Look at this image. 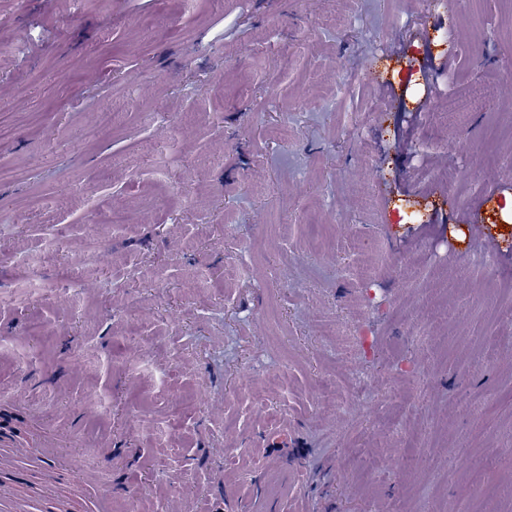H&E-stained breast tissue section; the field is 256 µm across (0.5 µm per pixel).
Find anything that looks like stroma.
<instances>
[{"mask_svg": "<svg viewBox=\"0 0 512 512\" xmlns=\"http://www.w3.org/2000/svg\"><path fill=\"white\" fill-rule=\"evenodd\" d=\"M0 114L31 499L512 512V0H0ZM108 495L106 490L95 482H89L84 488L80 507V512H104L107 510Z\"/></svg>", "mask_w": 512, "mask_h": 512, "instance_id": "1", "label": "stroma"}]
</instances>
